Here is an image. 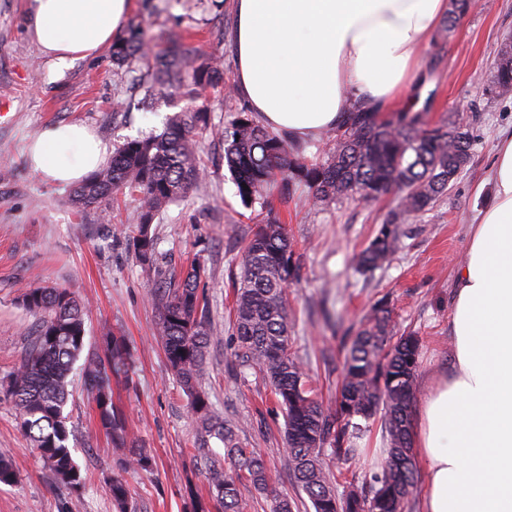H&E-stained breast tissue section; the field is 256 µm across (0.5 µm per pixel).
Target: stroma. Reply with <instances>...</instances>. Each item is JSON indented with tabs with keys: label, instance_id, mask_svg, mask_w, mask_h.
<instances>
[{
	"label": "stroma",
	"instance_id": "stroma-1",
	"mask_svg": "<svg viewBox=\"0 0 512 512\" xmlns=\"http://www.w3.org/2000/svg\"><path fill=\"white\" fill-rule=\"evenodd\" d=\"M182 2L133 0L132 15L149 24L150 35L176 30L193 36L223 68L225 85H232L230 0L217 9L191 12ZM33 4L0 0V97L11 101L0 117V383L24 356L27 330L35 321L17 302L20 289H70L89 306L88 344L102 346L107 330L126 340L128 370L112 379L113 401L131 421L138 445L153 454L154 464L148 471L121 469L119 452L98 425L91 391L75 379L67 407L69 445L86 483L79 493H68L32 454L0 387V455L11 459L17 471L15 484H0V512H58L63 499L72 512H113L106 483L118 473L137 512H194L195 501L208 495L195 460L198 429L157 336L150 300L154 274L124 232L139 223V205L122 196L107 214L74 207L70 187L42 182L26 156L28 142L44 125L80 122L115 148L129 138L161 133L174 106L162 98L153 111L142 110L136 80L143 67L117 72L107 50L75 60L63 77H56L27 28ZM511 37L512 0H478L444 42L419 48L425 82L413 95L416 110L425 111L432 127L459 120L470 131L473 148L454 185L423 219L402 220L403 247L382 268L359 271L354 257L397 211V195L320 206L307 184H296L287 196L279 183L267 187L268 206L286 225L295 249L296 276L288 287L291 350L304 360L323 404L335 400L344 341L382 297L389 299L399 330L422 340L419 386L447 370L455 268L465 259L472 224L493 194L498 136L512 129V94L500 95L490 83ZM243 106L235 95L209 96L212 131L200 141L208 163L205 186L155 215L151 229L157 237V264L176 274L193 260L204 264L205 321L213 341L202 389L219 416L242 426L250 447L277 471L278 489L293 499L294 512H313L286 466L284 417L268 385L234 367L229 274L239 268L254 223L224 165L220 133Z\"/></svg>",
	"mask_w": 512,
	"mask_h": 512
}]
</instances>
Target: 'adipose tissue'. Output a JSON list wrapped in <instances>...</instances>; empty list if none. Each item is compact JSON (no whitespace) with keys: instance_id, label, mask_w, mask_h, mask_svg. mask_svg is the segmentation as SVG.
<instances>
[{"instance_id":"adipose-tissue-1","label":"adipose tissue","mask_w":512,"mask_h":512,"mask_svg":"<svg viewBox=\"0 0 512 512\" xmlns=\"http://www.w3.org/2000/svg\"><path fill=\"white\" fill-rule=\"evenodd\" d=\"M31 34L56 75L124 31L132 0H34ZM448 0H234V90L291 141L382 112L419 82L416 50ZM45 183L78 184L110 157L79 123L45 125L29 146ZM494 196L455 270L448 371L417 410L422 512H512V133L496 145Z\"/></svg>"}]
</instances>
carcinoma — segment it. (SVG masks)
I'll return each instance as SVG.
<instances>
[{
	"label": "carcinoma",
	"mask_w": 512,
	"mask_h": 512,
	"mask_svg": "<svg viewBox=\"0 0 512 512\" xmlns=\"http://www.w3.org/2000/svg\"><path fill=\"white\" fill-rule=\"evenodd\" d=\"M476 4L477 0H452L439 39L445 40L448 30ZM135 61L144 62L150 71L145 101L168 94L186 106L169 118L162 134L128 139L118 146L109 165L74 188L72 202L83 209L106 211L119 194L136 197L141 222L134 248L139 259L151 265L156 251L151 231L155 214L202 187L206 166L199 136L210 128L202 100L209 91H224V71L202 59L177 32L170 34L165 47L153 51L146 24L133 20L112 43V62L123 67ZM491 83L501 94L512 92L511 54L502 55ZM223 137L224 165L246 206L258 203L266 208L261 191L279 172L284 176V193L292 191L294 180H302L319 205L363 195L376 200L395 193L401 215L416 220L455 183L473 145L463 126L452 122L430 128L423 113L410 111L393 119L379 112L348 113L336 134L327 136L323 160L311 165L299 162L303 145L270 132L246 110L237 113ZM402 237L401 225L395 221L381 224L356 254L358 268L370 272L384 266L402 247ZM293 254L285 225L267 212L244 247L240 271L230 275L235 365L269 385L285 419L288 469L314 512H408L417 486L411 422L420 338L400 332L390 304L378 300L346 346L334 405L324 406L308 383L303 361L289 348L286 288L294 275ZM204 273L199 263L181 278L158 269L150 298L167 363L190 398V413L200 431L195 448L211 498L222 512H242L240 486L245 478L270 495L272 512H293V500L277 489V472L246 447L241 428L214 414L199 387L210 340L204 321ZM18 302L37 322L23 359L6 381V392L20 427L53 480L75 493L85 485L68 446L66 413L79 360L85 385L94 393L99 425L112 447L122 452L121 469H151L153 457L136 445L127 416L112 401V376L129 360L123 340L108 333L103 351H85L87 308L68 288H25ZM378 419L388 445L384 462L369 483L359 486L352 478L344 493L336 494L327 459L348 458ZM212 439L224 445L222 463L208 451ZM107 491L116 512H137L121 476L112 477Z\"/></svg>",
	"instance_id": "obj_1"
}]
</instances>
